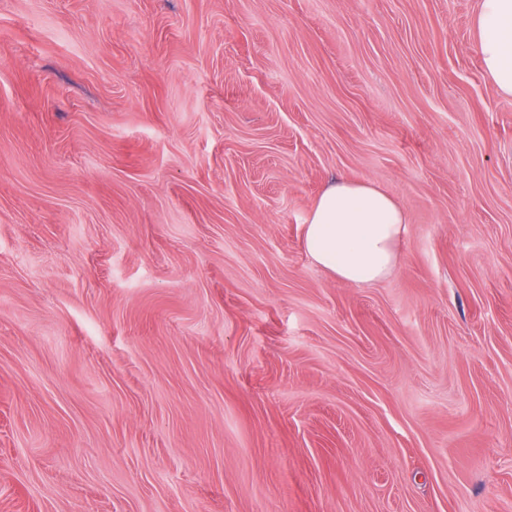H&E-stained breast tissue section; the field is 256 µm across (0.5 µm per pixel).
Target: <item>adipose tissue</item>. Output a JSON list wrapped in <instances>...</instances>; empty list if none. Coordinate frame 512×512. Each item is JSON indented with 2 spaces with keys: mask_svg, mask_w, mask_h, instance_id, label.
<instances>
[{
  "mask_svg": "<svg viewBox=\"0 0 512 512\" xmlns=\"http://www.w3.org/2000/svg\"><path fill=\"white\" fill-rule=\"evenodd\" d=\"M474 30L485 75L512 96V0H478ZM407 222L403 206L379 186L336 178L311 209L302 240L310 258L338 281L369 284L395 267Z\"/></svg>",
  "mask_w": 512,
  "mask_h": 512,
  "instance_id": "ef3b65f1",
  "label": "adipose tissue"
}]
</instances>
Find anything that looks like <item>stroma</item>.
I'll return each mask as SVG.
<instances>
[{"mask_svg": "<svg viewBox=\"0 0 512 512\" xmlns=\"http://www.w3.org/2000/svg\"><path fill=\"white\" fill-rule=\"evenodd\" d=\"M477 0H0V512H512V97ZM379 185L395 270L302 245ZM406 224L403 206L379 186L336 178L311 209L302 240L310 258L336 280L363 285L391 273Z\"/></svg>", "mask_w": 512, "mask_h": 512, "instance_id": "stroma-1", "label": "stroma"}]
</instances>
